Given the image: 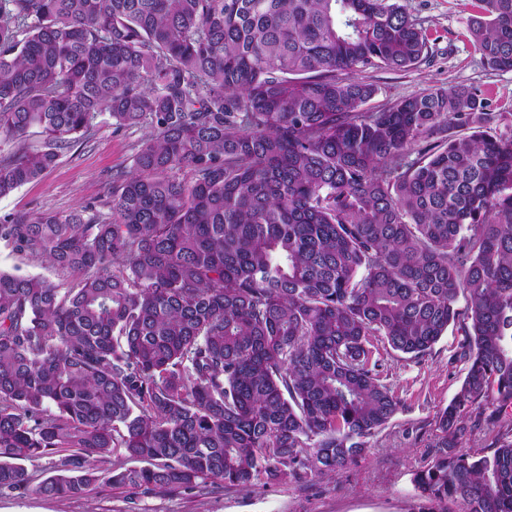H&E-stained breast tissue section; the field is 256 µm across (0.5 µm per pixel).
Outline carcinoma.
Here are the masks:
<instances>
[{
	"mask_svg": "<svg viewBox=\"0 0 512 512\" xmlns=\"http://www.w3.org/2000/svg\"><path fill=\"white\" fill-rule=\"evenodd\" d=\"M475 2L471 43L512 71V0ZM427 54L398 0H0V196L105 113L148 129L108 212L0 218L74 277L0 269L1 495L328 474L399 409L372 338L422 358L464 313L469 367L415 484L512 512V440L460 450L467 409L512 408V134L473 87L365 112L355 78Z\"/></svg>",
	"mask_w": 512,
	"mask_h": 512,
	"instance_id": "carcinoma-1",
	"label": "carcinoma"
}]
</instances>
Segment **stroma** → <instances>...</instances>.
Returning a JSON list of instances; mask_svg holds the SVG:
<instances>
[{
    "label": "stroma",
    "mask_w": 512,
    "mask_h": 512,
    "mask_svg": "<svg viewBox=\"0 0 512 512\" xmlns=\"http://www.w3.org/2000/svg\"><path fill=\"white\" fill-rule=\"evenodd\" d=\"M428 38L429 56L409 71L377 69L362 79L376 86L367 104L380 112L398 100L431 87L472 85L489 100L492 111L512 114V71L489 68L467 35L475 0H399ZM145 129L114 131L100 123L95 134L78 142L58 163L14 193L0 197V216L37 210L71 211L102 206L112 192V173L130 169ZM0 269L39 275L69 284L43 260L28 259L0 240ZM465 320L448 332L423 358L392 350L381 337L373 353L381 364V379L397 397L400 408L369 440L355 463L336 472L310 476L305 482L258 481L248 489L227 487L193 494L151 495L130 499L127 491L103 486L90 495L70 499L34 493L0 495V512H460L459 503L431 505L416 488L414 477L434 458L438 438L436 417L459 391L466 375L460 356ZM463 451L489 452L512 430L507 423H490L467 413Z\"/></svg>",
    "instance_id": "obj_1"
}]
</instances>
